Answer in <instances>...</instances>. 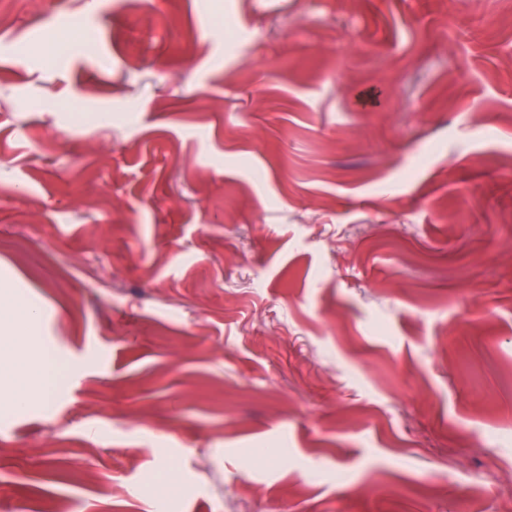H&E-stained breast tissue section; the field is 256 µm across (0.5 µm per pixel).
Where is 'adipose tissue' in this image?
I'll return each instance as SVG.
<instances>
[{"mask_svg":"<svg viewBox=\"0 0 512 512\" xmlns=\"http://www.w3.org/2000/svg\"><path fill=\"white\" fill-rule=\"evenodd\" d=\"M60 362L54 356L31 362L21 348L0 345V380L12 388L9 406L26 407L50 396L56 386Z\"/></svg>","mask_w":512,"mask_h":512,"instance_id":"adipose-tissue-1","label":"adipose tissue"}]
</instances>
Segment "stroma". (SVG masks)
I'll list each match as a JSON object with an SVG mask.
<instances>
[{
	"label": "stroma",
	"instance_id": "stroma-1",
	"mask_svg": "<svg viewBox=\"0 0 512 512\" xmlns=\"http://www.w3.org/2000/svg\"><path fill=\"white\" fill-rule=\"evenodd\" d=\"M499 14L14 0L0 295L63 374L0 411V512H156L170 478L174 512L512 501ZM38 315L36 306L30 303L13 302L4 306L0 313V327L17 326L30 323Z\"/></svg>",
	"mask_w": 512,
	"mask_h": 512
}]
</instances>
